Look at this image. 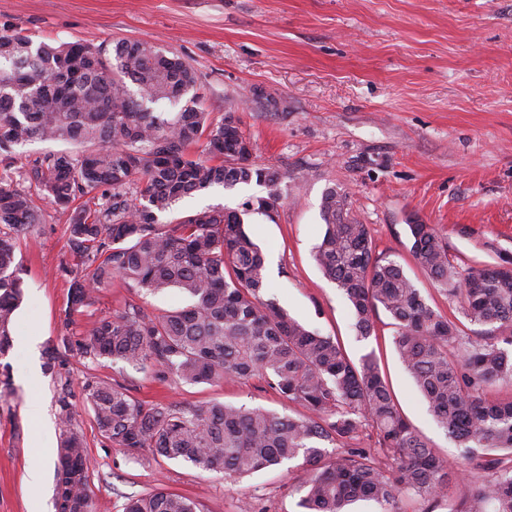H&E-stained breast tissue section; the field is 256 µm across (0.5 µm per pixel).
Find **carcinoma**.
I'll use <instances>...</instances> for the list:
<instances>
[{"label":"carcinoma","mask_w":512,"mask_h":512,"mask_svg":"<svg viewBox=\"0 0 512 512\" xmlns=\"http://www.w3.org/2000/svg\"><path fill=\"white\" fill-rule=\"evenodd\" d=\"M195 83L185 62L148 42L122 41L110 56L79 41L36 42L21 29L0 30V151L34 140L81 146L77 154L44 156L33 170L44 198L61 208L79 194L112 191L94 211L74 209L68 224L90 273L70 285L64 327L116 277L139 297L176 288L193 299L161 315L130 303L120 314L99 317L82 338L63 336L48 353V368L77 349L187 384L258 376L307 414L219 403L161 407L104 382L87 384L85 398L101 435L133 455L148 450L234 480L302 461L309 471L300 488L306 512H346L358 500L400 512L403 495L434 508L458 465L434 453L404 418L372 354L355 363L338 339L262 299L265 258L241 214L204 210L160 222L179 199L214 185L263 186L266 195L247 202L245 211L266 216L281 195L283 174L251 161L253 146L232 118L210 120L192 97L179 112L151 108L182 98ZM198 144L204 159L191 154ZM138 180L141 202L124 199ZM12 182L0 176V355L13 345L14 312L24 294L18 238L39 221L28 192ZM321 217L325 231L314 258L347 299L357 337L373 335L379 311L389 316L395 351L436 423L473 469L490 473L455 512H512V401L485 397L512 384V268L462 274L433 225H408L417 264L445 292L461 296L463 316L483 327L465 336L427 303L397 261L373 253L367 225L350 216L346 193L328 188ZM57 425L55 512H97L90 459L66 394ZM368 426L390 464L360 447ZM330 446L340 449L334 457ZM125 512L199 510L191 498L158 488L129 498Z\"/></svg>","instance_id":"obj_1"}]
</instances>
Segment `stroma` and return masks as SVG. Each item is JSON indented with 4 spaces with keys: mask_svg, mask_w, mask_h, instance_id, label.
Masks as SVG:
<instances>
[{
    "mask_svg": "<svg viewBox=\"0 0 512 512\" xmlns=\"http://www.w3.org/2000/svg\"><path fill=\"white\" fill-rule=\"evenodd\" d=\"M2 27L37 41L107 48L143 40L186 62L199 108L214 121L232 116L253 145V161L285 175L272 216L244 213L265 258L263 299L337 338L352 360L374 353L403 416L439 456L459 461V448L436 425L393 347L387 314L375 336L359 339L350 306L322 274L314 248L325 230L322 197L328 187L342 189L376 254L397 261L429 305L474 334L460 298L448 297L415 263L407 226L434 225L459 269L512 266V0H0ZM65 147L34 141L0 152V172L11 170L40 216L20 241L24 299L14 313V345L0 356V512H54L64 391L87 443L90 493L101 512H124L128 497L160 486L190 497L200 512H241L246 502L251 512H302L298 487L306 473L298 462L234 481L148 452L135 457L100 435L84 397L87 382L104 380L162 406L220 402L303 415L260 378L161 381L77 351L47 369L70 284L87 274L69 240L71 210L49 204L31 173L36 160ZM264 193L254 183L215 185L160 219L244 212V202ZM134 298L155 314L191 302L176 289L137 298L117 279L76 314L72 333ZM34 402L41 417L28 412ZM35 467L43 480L33 493L27 478Z\"/></svg>",
    "mask_w": 512,
    "mask_h": 512,
    "instance_id": "1",
    "label": "stroma"
}]
</instances>
